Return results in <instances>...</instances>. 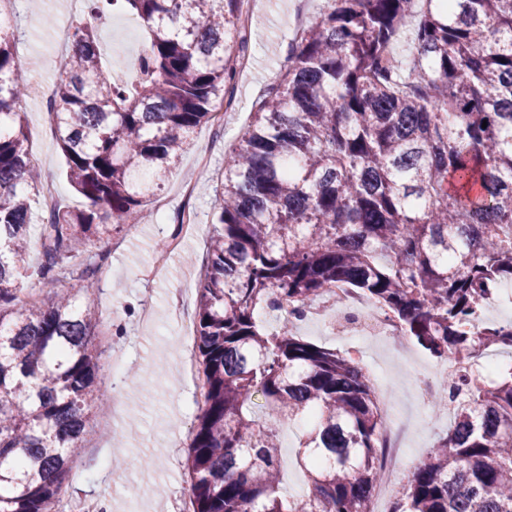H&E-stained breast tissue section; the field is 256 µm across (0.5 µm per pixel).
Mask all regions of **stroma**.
Instances as JSON below:
<instances>
[{
	"mask_svg": "<svg viewBox=\"0 0 512 512\" xmlns=\"http://www.w3.org/2000/svg\"><path fill=\"white\" fill-rule=\"evenodd\" d=\"M323 0H256L262 23L252 32L248 69L235 88L236 105L226 112L222 127L198 129L178 167L158 191L135 233L106 235L96 241L93 253L107 257L108 271L95 295L100 324L109 330L111 344L123 357L117 382H103L108 402L92 408L91 426L82 457L67 478L64 500H99L105 512H169L172 500L187 494L185 461L190 433L200 404L195 399L201 384L184 382L175 342L177 324L172 315L176 289L194 290L195 258L214 231L212 184L209 173L223 169L224 157L242 124L253 110L260 91L277 82L288 55L296 20L313 16ZM18 58L26 59L32 76L54 84L70 50L58 39L57 28L75 18L72 0H42L39 14H31L28 0H16ZM125 16L113 14L100 30L106 57L128 49L143 50L142 30L131 29ZM32 160L52 185L62 204L82 206L84 200L71 188L65 175V159L55 142L42 99L22 101ZM196 183L194 222L162 270L153 264L160 242L174 232L183 207L178 191L181 181ZM150 305L152 316L142 319L141 308ZM361 365L367 373L384 369L390 378L391 399L404 428L403 458L413 468L451 426L453 413L443 410L437 421H422L413 396L420 376L437 368L436 359L418 346H410L409 358H401L382 338L366 336ZM111 426H103L104 415Z\"/></svg>",
	"mask_w": 512,
	"mask_h": 512,
	"instance_id": "1",
	"label": "stroma"
}]
</instances>
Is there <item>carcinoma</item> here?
Returning <instances> with one entry per match:
<instances>
[{
	"mask_svg": "<svg viewBox=\"0 0 512 512\" xmlns=\"http://www.w3.org/2000/svg\"><path fill=\"white\" fill-rule=\"evenodd\" d=\"M243 0H84L48 116L84 208L41 224L38 283L110 230L140 224L190 135L236 82ZM120 9L146 33L135 79L112 80L98 28ZM414 27L406 63L389 57ZM15 37L0 28V512H52L80 457L98 382L99 266L78 293L24 301L31 158ZM487 126H482V123ZM197 284L204 402L188 457L193 512H367L383 417L347 355L293 332L341 282L391 312L432 357L512 350V321L462 330L512 282V0H327L298 29L213 183ZM292 307L279 327L257 312ZM454 423L389 512H512V372L470 369L436 405ZM304 420L306 489L283 492L279 426Z\"/></svg>",
	"mask_w": 512,
	"mask_h": 512,
	"instance_id": "cac0c4a2",
	"label": "carcinoma"
}]
</instances>
